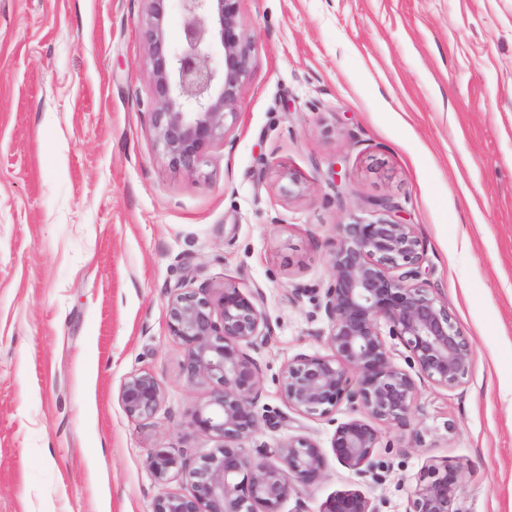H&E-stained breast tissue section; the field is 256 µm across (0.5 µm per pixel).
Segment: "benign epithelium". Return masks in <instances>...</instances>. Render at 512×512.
Returning <instances> with one entry per match:
<instances>
[{
	"instance_id": "obj_1",
	"label": "benign epithelium",
	"mask_w": 512,
	"mask_h": 512,
	"mask_svg": "<svg viewBox=\"0 0 512 512\" xmlns=\"http://www.w3.org/2000/svg\"><path fill=\"white\" fill-rule=\"evenodd\" d=\"M145 2L155 136L172 167L193 173L205 150L225 138L228 119L237 118L252 40L239 20V0H177L185 17L177 46L166 29L170 0ZM339 229L332 278L318 302L329 322L331 354L288 361L280 392L288 408L307 416L327 417L345 402L361 409L363 416L337 424L331 451L340 465L366 475L379 468L380 440L367 418L398 423L417 393L414 377L395 365L389 340L400 341L410 364L447 389L468 376L471 345L448 304L422 280L424 246L412 225L380 218ZM262 299L258 289L244 293L232 286L216 296L192 288L170 293L168 328L186 348V375L214 385L192 426L220 446L191 469L168 450L153 449L149 467L155 478L186 470L192 491L160 496L152 512H282L297 486L323 479L326 455L308 436L290 437L260 460L244 456V443L259 429L260 380L247 349L265 343L269 334ZM161 397L160 382L149 373L131 375L119 390L125 412L135 419L152 417ZM460 472L446 461L427 466L406 512H458ZM321 512L377 510L363 492L347 488L331 494Z\"/></svg>"
}]
</instances>
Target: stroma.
<instances>
[{
	"label": "stroma",
	"instance_id": "obj_1",
	"mask_svg": "<svg viewBox=\"0 0 512 512\" xmlns=\"http://www.w3.org/2000/svg\"><path fill=\"white\" fill-rule=\"evenodd\" d=\"M254 40L239 114L194 173L153 130L144 0H0V512H152L218 447L191 425L213 389L184 372L177 288L261 290L259 459L337 423L288 409L279 376L324 354L317 309L342 224L392 219L472 346L464 383L417 376L407 419L374 421L375 476L328 458L283 512L355 487L406 512L426 465H461L458 512H512V0H239ZM301 175L290 187L283 171ZM148 372L163 398L129 417ZM161 397L160 382L149 373L131 375L119 390V399L125 412L135 419L152 417L161 404ZM186 460L170 453L165 448H155L149 456V467L157 480H166L173 473L187 471Z\"/></svg>",
	"mask_w": 512,
	"mask_h": 512
}]
</instances>
